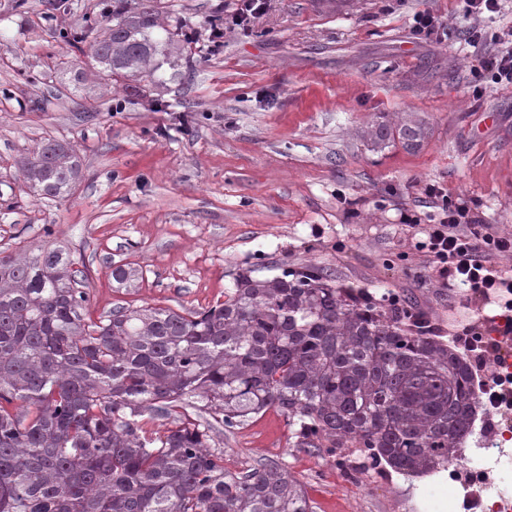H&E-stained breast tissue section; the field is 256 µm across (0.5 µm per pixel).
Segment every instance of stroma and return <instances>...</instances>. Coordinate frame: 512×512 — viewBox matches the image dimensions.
Listing matches in <instances>:
<instances>
[{"label": "stroma", "instance_id": "1", "mask_svg": "<svg viewBox=\"0 0 512 512\" xmlns=\"http://www.w3.org/2000/svg\"><path fill=\"white\" fill-rule=\"evenodd\" d=\"M153 6L176 35L173 63L122 86L99 73L76 81L86 57L58 38L95 26L102 0H26L22 11L0 0V251L63 246L87 277L94 321L128 304L203 310L241 270L265 278L311 264L362 298L411 297L427 325L462 319L399 214L429 219L419 201L435 184L512 233V87L472 96L479 58L512 28V0L475 47L414 31L424 10L465 28L461 0H268L243 26L230 21L237 0ZM402 112L429 128L419 149L361 138ZM49 140L82 164L63 198L34 195L18 169ZM120 264L139 270L135 288L113 281ZM288 435L270 410L213 445L236 472L283 463L314 512H425L422 489L439 479L381 468L361 488L348 475L370 465L355 449L343 473Z\"/></svg>", "mask_w": 512, "mask_h": 512}]
</instances>
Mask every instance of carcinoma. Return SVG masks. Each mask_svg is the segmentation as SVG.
I'll return each instance as SVG.
<instances>
[{
  "instance_id": "1",
  "label": "carcinoma",
  "mask_w": 512,
  "mask_h": 512,
  "mask_svg": "<svg viewBox=\"0 0 512 512\" xmlns=\"http://www.w3.org/2000/svg\"><path fill=\"white\" fill-rule=\"evenodd\" d=\"M106 0L87 57L111 80L168 58L172 33L154 7ZM380 144L421 146L412 112L364 130ZM30 191L59 198L81 174L75 151L48 141L21 162ZM69 254L0 255V512H313L277 463L245 472L211 446L274 408L294 448L345 467L357 448L405 475L448 464L477 412L466 361L398 315L361 304L311 265L273 278L244 269L204 311L118 306L86 321L87 292ZM126 264L112 279L134 287ZM195 410L192 415L189 410ZM146 410L174 415L143 429Z\"/></svg>"
}]
</instances>
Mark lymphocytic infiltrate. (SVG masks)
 Masks as SVG:
<instances>
[{
    "label": "lymphocytic infiltrate",
    "mask_w": 512,
    "mask_h": 512,
    "mask_svg": "<svg viewBox=\"0 0 512 512\" xmlns=\"http://www.w3.org/2000/svg\"><path fill=\"white\" fill-rule=\"evenodd\" d=\"M499 46L482 57L473 86L475 99H482L488 86H512V29L502 32ZM430 208L435 209L434 223L421 224L412 212L401 213V224L421 227L423 236L416 243L422 251L437 283L455 291L458 303L484 307L493 305L512 313V270L500 259L512 254V234H502L483 223L468 205L451 199L446 189L429 184L423 189ZM485 319L454 325L448 341L473 366L477 388L494 389L501 408L512 412V377L490 371L489 359L512 352L506 339L483 342Z\"/></svg>",
    "instance_id": "lymphocytic-infiltrate-1"
}]
</instances>
